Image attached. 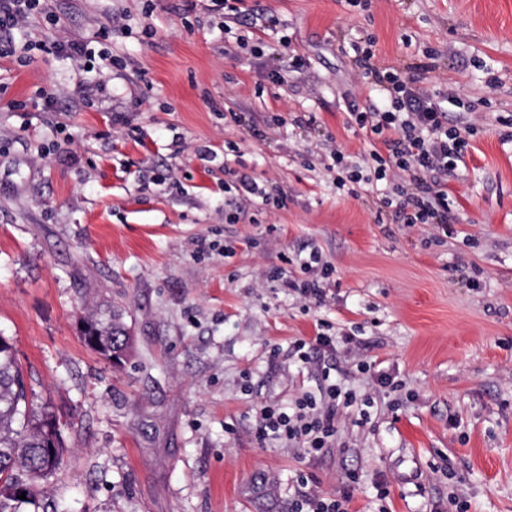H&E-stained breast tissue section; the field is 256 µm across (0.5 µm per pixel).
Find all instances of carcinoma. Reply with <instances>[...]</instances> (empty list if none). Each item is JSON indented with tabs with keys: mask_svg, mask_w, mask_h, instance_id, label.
Segmentation results:
<instances>
[{
	"mask_svg": "<svg viewBox=\"0 0 512 512\" xmlns=\"http://www.w3.org/2000/svg\"><path fill=\"white\" fill-rule=\"evenodd\" d=\"M83 343L101 356L115 344L131 349L125 311L113 307L106 313L89 312L82 317ZM58 415L48 404H35V393L25 382L12 344H0V512H30L40 507L41 483L63 465L64 439L45 446L46 426ZM26 499H20L21 492Z\"/></svg>",
	"mask_w": 512,
	"mask_h": 512,
	"instance_id": "carcinoma-1",
	"label": "carcinoma"
}]
</instances>
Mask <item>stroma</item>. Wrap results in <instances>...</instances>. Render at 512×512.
<instances>
[{
  "mask_svg": "<svg viewBox=\"0 0 512 512\" xmlns=\"http://www.w3.org/2000/svg\"><path fill=\"white\" fill-rule=\"evenodd\" d=\"M370 36L381 65L430 61L421 88L478 129L446 234L383 207L391 182L336 185L331 148L363 169L371 150L349 103L387 100L355 69ZM9 40L0 336L69 422L42 501L291 512L346 489L351 512H456L454 494L512 512V0H41ZM71 40L82 60L57 50ZM243 174L269 196L233 221ZM313 252L320 305L286 286ZM110 303L134 336L119 366L78 332ZM322 319L335 347L301 362ZM327 376L368 400L367 424L339 411L321 455L260 437L264 406Z\"/></svg>",
  "mask_w": 512,
  "mask_h": 512,
  "instance_id": "stroma-1",
  "label": "stroma"
}]
</instances>
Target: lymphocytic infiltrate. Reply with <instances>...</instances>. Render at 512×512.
<instances>
[{"label":"lymphocytic infiltrate","mask_w":512,"mask_h":512,"mask_svg":"<svg viewBox=\"0 0 512 512\" xmlns=\"http://www.w3.org/2000/svg\"><path fill=\"white\" fill-rule=\"evenodd\" d=\"M360 76L368 85H386L390 104L365 111L352 110L350 120L365 130L374 148L370 152L375 179H394L395 197L383 206L399 204L407 224H435L448 227V187L446 176L463 161L469 139L476 133L472 125L448 122L452 95L420 93L413 81L394 71H379L371 62L373 52L363 49ZM326 403L306 395L293 410L274 405L261 411L260 436L273 435L302 444L310 453H321L336 437L338 408L358 405L355 392L340 384L325 387Z\"/></svg>","instance_id":"f902f5d3"}]
</instances>
